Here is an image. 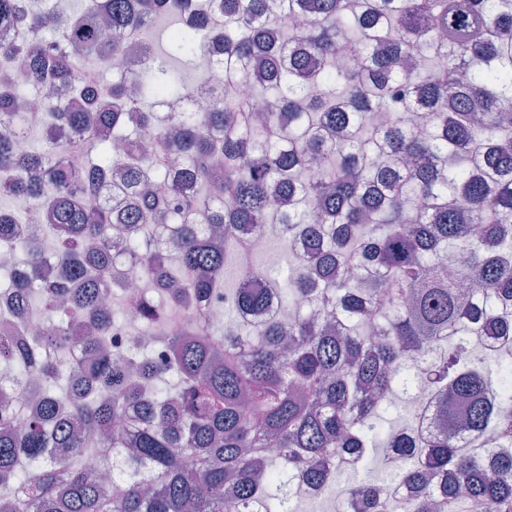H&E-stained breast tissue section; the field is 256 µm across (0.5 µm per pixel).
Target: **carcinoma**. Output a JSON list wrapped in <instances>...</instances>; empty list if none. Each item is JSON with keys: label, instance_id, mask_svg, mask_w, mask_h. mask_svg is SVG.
<instances>
[{"label": "carcinoma", "instance_id": "1", "mask_svg": "<svg viewBox=\"0 0 512 512\" xmlns=\"http://www.w3.org/2000/svg\"><path fill=\"white\" fill-rule=\"evenodd\" d=\"M128 33L144 55L116 66ZM206 46L224 96L158 111L193 100L174 65ZM28 99L48 123L20 153ZM0 190L26 269L0 275V376L38 394L0 398V512H296L344 451L396 474L345 485L363 512L400 482L401 512H512V358L469 350L512 336V0H0ZM30 206L50 249L17 233ZM262 224L288 226L286 319L234 247ZM126 248L140 294L112 275ZM137 308L159 361L112 349ZM418 387L448 429L418 404L385 424ZM470 351L472 357L478 361L491 359L506 352L510 354L508 345L496 336H473Z\"/></svg>", "mask_w": 512, "mask_h": 512}]
</instances>
